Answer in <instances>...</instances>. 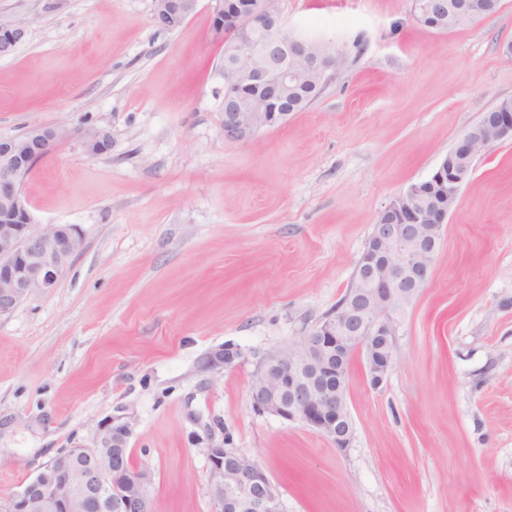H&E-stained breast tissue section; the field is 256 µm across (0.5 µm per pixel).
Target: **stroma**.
Segmentation results:
<instances>
[{"label":"stroma","instance_id":"obj_1","mask_svg":"<svg viewBox=\"0 0 512 512\" xmlns=\"http://www.w3.org/2000/svg\"><path fill=\"white\" fill-rule=\"evenodd\" d=\"M276 5L344 62L308 107L232 142L210 0L173 31L154 0H0L29 26L0 57V138L112 135L97 156L63 142L24 185L35 219L77 225L84 246L0 316L1 502L120 415L154 474L150 512H214L218 444L262 465L282 512H512V140L475 159L381 387L354 353L350 448L248 392L272 349L333 312L390 200L512 98V0L447 33L410 0ZM223 349L234 361L211 365Z\"/></svg>","mask_w":512,"mask_h":512}]
</instances>
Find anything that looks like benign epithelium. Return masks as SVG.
I'll return each instance as SVG.
<instances>
[{
	"instance_id": "1",
	"label": "benign epithelium",
	"mask_w": 512,
	"mask_h": 512,
	"mask_svg": "<svg viewBox=\"0 0 512 512\" xmlns=\"http://www.w3.org/2000/svg\"><path fill=\"white\" fill-rule=\"evenodd\" d=\"M199 0H155L153 18L164 30L182 26ZM448 11L446 0H412L416 19ZM214 40L231 42L223 67L224 115L220 130L229 141H245L277 125L294 106L293 93L312 83L324 87L342 63L330 42L286 37L275 0H213ZM29 35L27 23L0 21V56ZM78 135L92 155L111 147L108 131L95 126L72 130L32 124L22 138L0 140V315L30 293L50 291L83 248L72 224H39L22 187L33 166L63 141ZM512 139V114L490 112L452 148L432 175L396 195L379 214L357 267L358 286L286 349L269 352L252 374L249 394L256 408L283 421L300 423L344 451L354 438L342 356L366 348L370 381L380 387L396 360L393 342L400 318L428 282L444 224L463 184L467 161ZM128 422L109 417L97 428L94 445L61 450L20 486L0 512H148L154 481L146 467L125 466ZM208 490L215 512H281L280 497L259 463L233 448L208 449Z\"/></svg>"
}]
</instances>
